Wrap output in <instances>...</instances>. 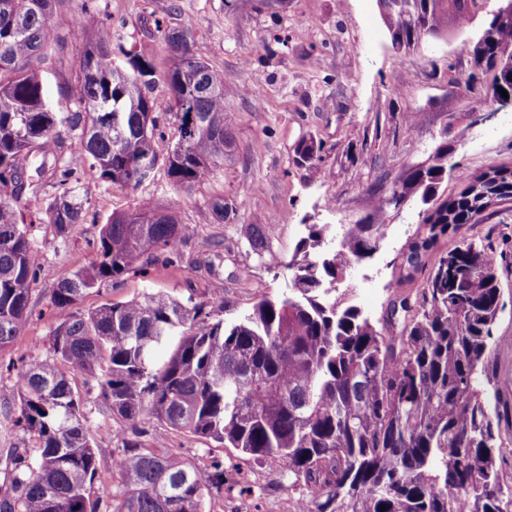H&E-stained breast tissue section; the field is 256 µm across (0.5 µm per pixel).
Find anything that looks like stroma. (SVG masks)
Listing matches in <instances>:
<instances>
[{"mask_svg":"<svg viewBox=\"0 0 512 512\" xmlns=\"http://www.w3.org/2000/svg\"><path fill=\"white\" fill-rule=\"evenodd\" d=\"M101 11L87 15L86 28L103 31L113 45L137 47L157 60L167 48L155 34V22L191 32L194 48L224 74L227 106L236 114L234 147L223 170L205 176L192 190L176 187L158 164L136 189H124L86 171L80 192L95 222L77 225L59 236L49 224L37 225L33 238L35 260L43 272L29 308L31 317L13 345L0 353V495L10 485L8 449L34 448L33 438L12 433L9 410L19 403L9 361L48 355L55 327L50 310L56 283L96 258L94 244L102 224L115 212L137 207L171 211L189 225L192 251L209 252L223 242L232 259L224 299L230 312L250 307L260 296L275 294L288 284L286 264L305 225L328 224L339 229L366 220L374 191L389 189L404 172L422 163L447 141L454 159L477 175L492 166L512 167V109L491 102L486 90L492 74L481 75L474 90L465 82L472 71L469 55L459 53L461 40H478L485 28L489 0L470 5L464 31L450 30L442 38L424 40L406 51L393 48L377 0H288L257 10L256 0H100ZM283 47L263 49L272 35ZM80 36L68 41L62 65L45 75L47 93L55 107L73 106ZM266 86L265 99L253 93L256 82ZM416 113L415 128L405 117ZM321 144L314 165L298 166L295 146L301 138ZM224 199L236 207L238 221H217L210 204ZM423 208L410 202L392 213L380 250L354 264L347 280L355 301L380 316L395 291L414 292L411 284L397 285L399 267ZM263 225L270 248L262 256L245 254L239 241L248 225ZM457 241L489 243L497 256L504 310L494 330L483 384L500 415L499 466L512 485V202L482 214L475 224L462 225ZM249 275L233 277L235 266ZM209 280L190 264L178 268L152 267L146 277L124 276L103 283L78 300L87 311L110 301H124L144 292H165L183 299L202 294ZM72 386L83 400L92 444L100 462V478L92 496L99 512H111L123 490L113 477V460L120 453L118 437L124 421L99 395L96 381L71 372ZM145 447L156 453H178L200 470L212 461L224 464L228 478L223 500L214 512H293L296 495L281 479L278 461L254 462L232 448L172 433L158 444L159 422L143 415L136 423Z\"/></svg>","mask_w":512,"mask_h":512,"instance_id":"1","label":"stroma"}]
</instances>
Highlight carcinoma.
I'll use <instances>...</instances> for the list:
<instances>
[{
    "mask_svg": "<svg viewBox=\"0 0 512 512\" xmlns=\"http://www.w3.org/2000/svg\"><path fill=\"white\" fill-rule=\"evenodd\" d=\"M65 0H0V351L11 346L31 316L29 301L42 268L32 251L35 224L65 234L86 223L79 171L89 166L115 186L134 188L154 172L160 115L177 125L165 158L171 181L189 190L224 167L236 115L224 110V74L191 44L186 30L163 34L169 60L135 47L112 48L101 34L85 38L77 67V110L59 112L44 73L63 55L68 35L51 19ZM392 45L406 50L469 21L464 0H386ZM472 54L476 75L493 73L486 91L512 95V18L489 21ZM167 94H153L158 83ZM194 115L195 132L187 118ZM76 133L69 152L62 130ZM321 146L303 139L296 161L313 162ZM40 154L37 180L19 185L22 160ZM448 176V142L410 167L391 190L373 195L363 224H349L332 244L327 224H307L287 264L288 291L264 295L224 319V283L215 259L195 260L211 288L184 300L145 292L86 313L77 301L107 280L144 276L159 259L182 262L189 225L170 212L135 209L112 216L100 231L96 259L59 281L51 297L57 326L49 355L10 363L20 405L13 431L38 441L36 455L12 449L10 494L0 512H98L91 500L99 463L82 400L66 370L98 377L112 412L134 424L147 413L162 432L234 448L255 462L274 458L305 512H512V486L497 466V414L480 376L503 306L491 247L463 241L437 251L489 209L474 193L484 175L457 170L463 188L436 203ZM55 194L40 215L24 222L12 200ZM426 206L401 263L399 281L431 269L415 297L399 292L381 317L369 319L342 288L347 269L370 257L400 198ZM218 220L236 210L219 199ZM247 241L260 256L268 240L259 224ZM178 343L161 365L156 351ZM113 471L126 492L112 512H208L224 488V463L203 472L177 454L157 455L121 435Z\"/></svg>",
    "mask_w": 512,
    "mask_h": 512,
    "instance_id": "1",
    "label": "carcinoma"
}]
</instances>
